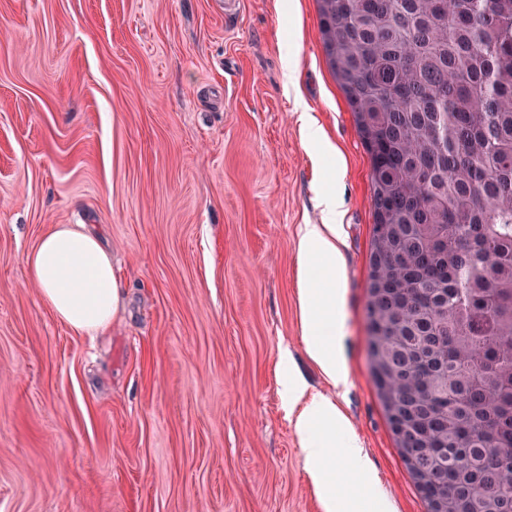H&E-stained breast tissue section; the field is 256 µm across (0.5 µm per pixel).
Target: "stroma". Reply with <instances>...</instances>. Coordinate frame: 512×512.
I'll list each match as a JSON object with an SVG mask.
<instances>
[{"label": "stroma", "instance_id": "35a3bbf8", "mask_svg": "<svg viewBox=\"0 0 512 512\" xmlns=\"http://www.w3.org/2000/svg\"><path fill=\"white\" fill-rule=\"evenodd\" d=\"M305 108L338 156L302 136ZM322 192L342 212V391L298 308ZM55 224L112 253L125 305L99 335L26 273ZM373 225L316 0H0V512H323L280 392L293 367L389 512H427L371 369Z\"/></svg>", "mask_w": 512, "mask_h": 512}]
</instances>
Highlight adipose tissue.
<instances>
[{"label": "adipose tissue", "instance_id": "ef3b65f1", "mask_svg": "<svg viewBox=\"0 0 512 512\" xmlns=\"http://www.w3.org/2000/svg\"><path fill=\"white\" fill-rule=\"evenodd\" d=\"M339 240L334 224H305L300 229L301 253L325 262L322 272L307 276L299 288L302 339L309 358L337 389L348 383L336 355ZM25 266L39 286L43 302L74 332L91 335L105 331L118 315L123 290L112 268V256L83 225L60 224L52 228L26 254ZM281 385L288 399V418L324 512H336V499L329 491L336 483V466L329 462L327 451L335 447V430L345 426L346 418L332 398L308 389L297 376L285 375ZM345 455L361 488L353 498L352 512H383L385 500L375 488L356 436H349Z\"/></svg>", "mask_w": 512, "mask_h": 512}]
</instances>
